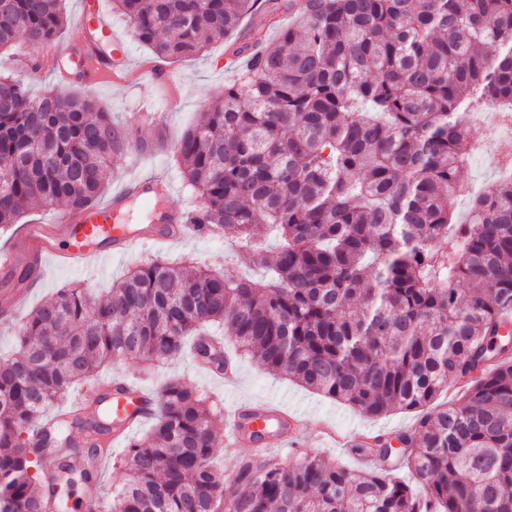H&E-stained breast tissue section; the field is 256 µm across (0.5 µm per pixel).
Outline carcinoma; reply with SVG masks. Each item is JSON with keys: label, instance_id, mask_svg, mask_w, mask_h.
Masks as SVG:
<instances>
[{"label": "carcinoma", "instance_id": "carcinoma-1", "mask_svg": "<svg viewBox=\"0 0 512 512\" xmlns=\"http://www.w3.org/2000/svg\"><path fill=\"white\" fill-rule=\"evenodd\" d=\"M66 0H0V50L54 41ZM258 0H113L134 36L180 60L236 30ZM223 100L168 150L200 199L188 223L246 248L255 281L152 256L97 301L78 284L31 310L0 362V512H65L58 474L26 432L104 364L152 367L184 349L224 369L207 326L224 325L264 370L360 412L420 413L352 452L284 466L247 458L234 481L212 468L217 403L184 382L161 390L154 425L117 460L128 482L103 512H512V176L455 217L467 161L464 115L512 105V0H304L270 44L256 34ZM127 142L89 95L38 96L0 75V231L25 213L93 208ZM469 379L457 404L433 406ZM111 430L79 414L64 427ZM404 466L413 482L398 477Z\"/></svg>", "mask_w": 512, "mask_h": 512}]
</instances>
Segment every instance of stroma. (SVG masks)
I'll return each mask as SVG.
<instances>
[{
  "instance_id": "obj_1",
  "label": "stroma",
  "mask_w": 512,
  "mask_h": 512,
  "mask_svg": "<svg viewBox=\"0 0 512 512\" xmlns=\"http://www.w3.org/2000/svg\"><path fill=\"white\" fill-rule=\"evenodd\" d=\"M282 2L263 0L258 11L245 17L239 29L229 38L213 41L201 55L169 61L155 56L137 41L130 25L113 14L111 0H66L68 25L55 40L60 50L57 64L40 63V47L21 41L15 48L0 52V74L21 79L34 93L46 88L59 93L75 91L77 81L67 63L84 53L86 37L77 31L78 14L85 8L93 15H107L122 44L117 47L108 40L101 42L100 48L111 56H124L125 63L116 75L87 85V92L95 97L104 111L111 113L121 130H133L135 137L146 139L161 125L165 127L169 139L174 141L195 123L200 112L219 100L225 84L234 79L237 70L236 64L231 61L234 48L249 41L252 33L258 29L265 32L267 39H275L279 25L287 24V14L279 9ZM152 65L167 70L169 80H154L148 72ZM149 175L170 183V208L184 212L193 209V197L170 156L164 152L147 153L128 147L123 154L114 158L107 188L113 191L128 181ZM155 255L187 260L209 270L220 271L229 265L246 274L256 275L260 272L249 253L231 254L223 236L217 234L205 235L192 229L182 240L165 246L138 236L128 252L93 262L79 270L44 262L39 269V285L31 290L26 306L31 309L52 299L59 288L73 281L89 288L94 297L104 296L113 282L129 269ZM100 376L104 379L132 380L152 393L158 392L166 380L176 378L210 396L225 411L235 404L249 407L263 403L280 405L307 422L299 447L273 445L266 450V457L285 465L306 454L322 453L347 468L365 466V459L351 456L349 447L339 448L327 442L321 433L322 425H329L343 434L360 430L383 435L413 428L416 421L415 413L403 410H395L382 417L360 414L286 376L264 371L247 357L238 358L237 377L230 383L199 371L188 350L157 370L145 369L139 360L130 359L116 367L101 370Z\"/></svg>"
}]
</instances>
